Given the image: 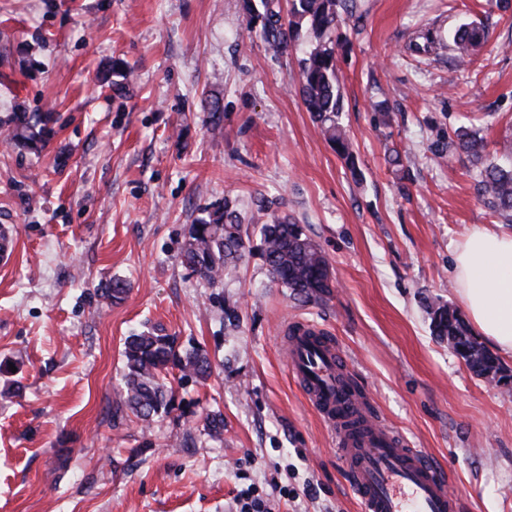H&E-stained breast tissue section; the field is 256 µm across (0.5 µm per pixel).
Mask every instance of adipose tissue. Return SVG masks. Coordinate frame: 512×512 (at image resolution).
Masks as SVG:
<instances>
[{"instance_id": "ef3b65f1", "label": "adipose tissue", "mask_w": 512, "mask_h": 512, "mask_svg": "<svg viewBox=\"0 0 512 512\" xmlns=\"http://www.w3.org/2000/svg\"><path fill=\"white\" fill-rule=\"evenodd\" d=\"M452 276L480 336L512 357V231L473 228L455 249Z\"/></svg>"}]
</instances>
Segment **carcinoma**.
<instances>
[{"instance_id":"carcinoma-1","label":"carcinoma","mask_w":512,"mask_h":512,"mask_svg":"<svg viewBox=\"0 0 512 512\" xmlns=\"http://www.w3.org/2000/svg\"><path fill=\"white\" fill-rule=\"evenodd\" d=\"M250 27L260 28L267 50L280 56L292 41L310 38L316 45L301 59L300 94L307 111L321 125V130L336 153L356 169L355 157L345 131L336 120L341 112V94L337 81L336 46L330 34L343 13H353L354 0H288L282 9L279 0H242ZM462 53L486 41L479 25H465L453 35ZM51 114L16 112L6 139L30 150L44 147ZM457 145L479 169L477 193L492 211L512 216V160L487 161L484 144L461 127L456 132ZM250 240L248 226L234 210L217 209L191 225L190 239L184 251V263L208 282L215 281L231 264L245 254ZM260 255L273 282L306 302H318L333 288L327 259L316 247L304 227L286 217L274 216L260 228ZM432 331L447 337L453 351L474 374L487 368L497 382L509 383L512 375L498 357L488 351L473 335L461 314L439 304L431 308ZM123 357L125 399L121 412L129 410L141 423H148L171 407V395L165 384L167 375L177 370L184 377L204 378L210 374L207 352L185 348L177 337L156 330H143L127 336Z\"/></svg>"}]
</instances>
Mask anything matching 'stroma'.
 <instances>
[{"instance_id":"obj_1","label":"stroma","mask_w":512,"mask_h":512,"mask_svg":"<svg viewBox=\"0 0 512 512\" xmlns=\"http://www.w3.org/2000/svg\"><path fill=\"white\" fill-rule=\"evenodd\" d=\"M479 23L467 64L451 42L408 49ZM332 38L352 168L298 93L310 41L272 56L241 0H0V134L16 110L53 115L40 152L0 147V512H238L249 488L273 512H362L289 368L297 321L446 470L460 512H512V390L476 376L428 312L460 308L453 254L473 225H507L454 142L469 124L491 159L512 156V0H356ZM115 59L133 74L119 92L102 77ZM226 205L250 252L212 285L182 252ZM271 213L327 258L322 301L272 282L257 233ZM115 280L119 303L101 293ZM148 328L203 347L213 372L168 377L172 406L146 426L116 407L124 340Z\"/></svg>"}]
</instances>
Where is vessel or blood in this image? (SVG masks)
Masks as SVG:
<instances>
[{
  "label": "vessel or blood",
  "mask_w": 512,
  "mask_h": 512,
  "mask_svg": "<svg viewBox=\"0 0 512 512\" xmlns=\"http://www.w3.org/2000/svg\"><path fill=\"white\" fill-rule=\"evenodd\" d=\"M318 332V326L305 322L300 333L288 336L289 367L334 435L365 512H459L435 459L376 418L349 359L332 342L315 341Z\"/></svg>",
  "instance_id": "1"
}]
</instances>
